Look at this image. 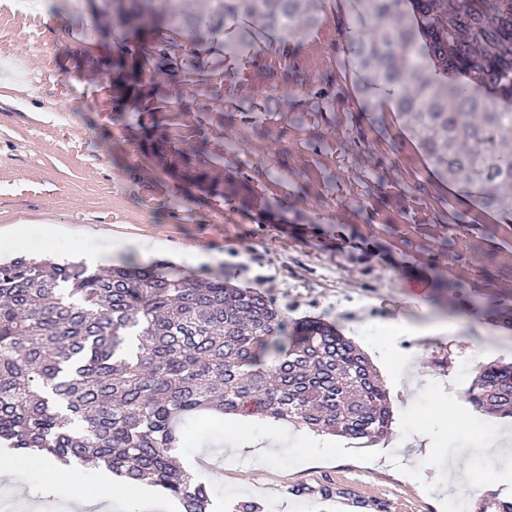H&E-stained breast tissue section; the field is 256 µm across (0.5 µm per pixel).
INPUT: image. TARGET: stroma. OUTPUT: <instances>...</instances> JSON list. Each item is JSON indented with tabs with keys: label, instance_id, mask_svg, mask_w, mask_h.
<instances>
[{
	"label": "stroma",
	"instance_id": "obj_1",
	"mask_svg": "<svg viewBox=\"0 0 512 512\" xmlns=\"http://www.w3.org/2000/svg\"><path fill=\"white\" fill-rule=\"evenodd\" d=\"M0 12V228L22 226L19 255L98 268L100 257L171 264L254 288L289 321L336 323L386 389L392 432L365 444L322 435L329 455L227 463L228 427L200 424L183 465L213 486L218 512L261 500L275 512H336L330 486L378 496L391 512H452L448 469L491 478L474 512L512 501V456L486 448L506 417L466 391L512 364V220L458 196L433 172L387 96L367 93L349 51L356 0H322L304 33L142 30L180 63L146 71L138 110L119 111L102 62L129 35L104 0H42ZM192 153L201 188L178 177L145 128ZM58 224L73 236H49ZM162 243L144 256L141 244ZM125 244L115 253L116 244ZM416 368L414 386L394 373ZM75 480L84 505L43 465L0 496L20 512H99L98 468Z\"/></svg>",
	"mask_w": 512,
	"mask_h": 512
}]
</instances>
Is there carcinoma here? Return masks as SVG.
I'll return each mask as SVG.
<instances>
[{
	"label": "carcinoma",
	"mask_w": 512,
	"mask_h": 512,
	"mask_svg": "<svg viewBox=\"0 0 512 512\" xmlns=\"http://www.w3.org/2000/svg\"><path fill=\"white\" fill-rule=\"evenodd\" d=\"M351 53L390 97L438 173L512 217V0H356ZM315 0H112L139 29L168 22L222 32L246 21L300 35ZM139 68L177 62L130 45ZM139 79H114L117 97ZM469 399L512 416V366L484 368ZM208 414L376 440L393 422L365 354L336 326L288 319L263 293L222 276L130 263L17 258L0 264V441L64 465L96 462L147 484L181 512H213L206 481L173 457Z\"/></svg>",
	"instance_id": "carcinoma-1"
}]
</instances>
